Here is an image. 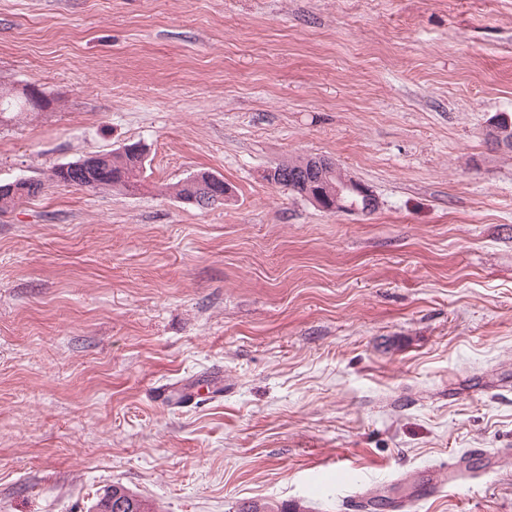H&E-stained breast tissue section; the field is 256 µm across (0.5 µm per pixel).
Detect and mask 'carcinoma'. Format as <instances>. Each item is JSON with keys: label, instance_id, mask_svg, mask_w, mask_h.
Masks as SVG:
<instances>
[{"label": "carcinoma", "instance_id": "cac0c4a2", "mask_svg": "<svg viewBox=\"0 0 512 512\" xmlns=\"http://www.w3.org/2000/svg\"><path fill=\"white\" fill-rule=\"evenodd\" d=\"M53 104L46 95L32 94L5 95L0 89V115L6 112H43ZM315 157L291 158L279 164L280 180L277 184L292 191L301 183H308L313 191H332L336 187V173H321L313 171ZM141 172L139 162L130 154L105 153L86 156L83 159L68 164L67 170L62 166L52 169L49 180L67 186L87 187L91 189H117L128 193L141 187ZM125 504L124 512H153L149 504L119 484L109 487L95 505V512H114L117 502Z\"/></svg>", "mask_w": 512, "mask_h": 512}]
</instances>
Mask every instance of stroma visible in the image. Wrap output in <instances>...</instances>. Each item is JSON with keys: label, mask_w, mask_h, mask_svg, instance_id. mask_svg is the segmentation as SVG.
I'll return each instance as SVG.
<instances>
[{"label": "stroma", "mask_w": 512, "mask_h": 512, "mask_svg": "<svg viewBox=\"0 0 512 512\" xmlns=\"http://www.w3.org/2000/svg\"><path fill=\"white\" fill-rule=\"evenodd\" d=\"M28 85L54 104L0 119V183L44 182L0 212V512L115 483L156 512H512V151L486 137L512 0H0V88ZM134 142L136 194L48 180ZM299 156L378 208L263 179ZM203 171L230 200L176 198ZM178 380L224 397L155 399Z\"/></svg>", "instance_id": "1"}]
</instances>
